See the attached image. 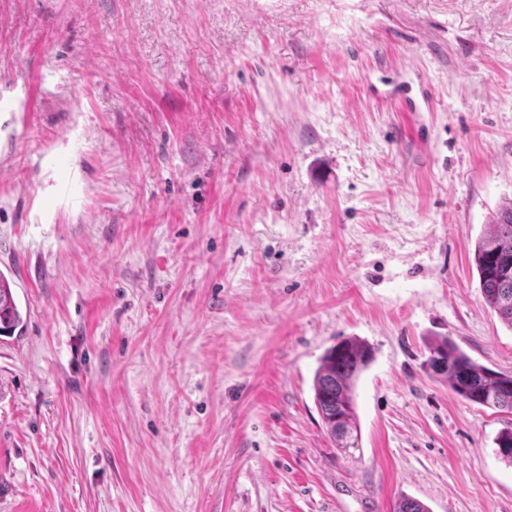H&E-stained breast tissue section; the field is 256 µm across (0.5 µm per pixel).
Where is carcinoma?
<instances>
[{
  "label": "carcinoma",
  "instance_id": "1",
  "mask_svg": "<svg viewBox=\"0 0 512 512\" xmlns=\"http://www.w3.org/2000/svg\"><path fill=\"white\" fill-rule=\"evenodd\" d=\"M492 230L475 244L474 263L486 304L512 328V199L499 204ZM25 318L0 271V336L24 326ZM424 365L465 401L512 413V375L478 364L446 337L428 344ZM373 359L371 346L358 338L344 339L328 348L313 378L315 404L321 422L338 448L358 449L359 432L354 387ZM498 454L512 463V426L496 438Z\"/></svg>",
  "mask_w": 512,
  "mask_h": 512
}]
</instances>
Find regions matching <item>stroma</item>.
<instances>
[{
    "mask_svg": "<svg viewBox=\"0 0 512 512\" xmlns=\"http://www.w3.org/2000/svg\"><path fill=\"white\" fill-rule=\"evenodd\" d=\"M510 197L512 0H0V512H512V414L423 366L512 372ZM491 226L475 244L474 263L486 304L512 328V199L499 204ZM25 319L10 280L0 271V336H9L18 328L21 329ZM372 359L367 342L348 338L325 351L314 373V399L322 425L343 451L360 447L353 394L357 379Z\"/></svg>",
    "mask_w": 512,
    "mask_h": 512,
    "instance_id": "1",
    "label": "stroma"
}]
</instances>
